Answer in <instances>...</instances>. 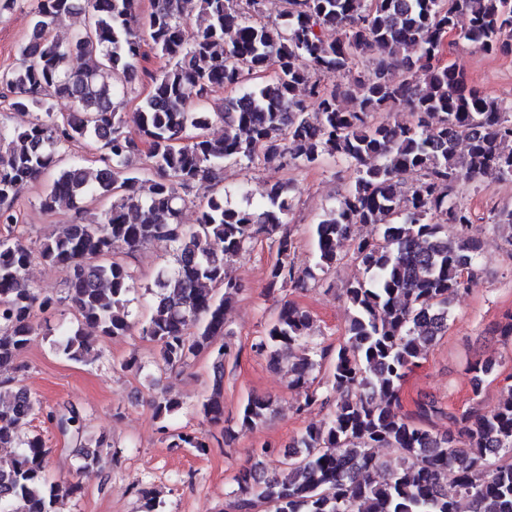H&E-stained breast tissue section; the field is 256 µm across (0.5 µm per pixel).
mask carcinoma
I'll return each instance as SVG.
<instances>
[{
    "label": "carcinoma",
    "mask_w": 512,
    "mask_h": 512,
    "mask_svg": "<svg viewBox=\"0 0 512 512\" xmlns=\"http://www.w3.org/2000/svg\"><path fill=\"white\" fill-rule=\"evenodd\" d=\"M284 2L281 21L273 22L261 0H150L146 12L141 0H36L18 62L0 73V97L31 116L8 129L0 122V225L18 224L19 188L42 181L40 211L74 215L37 247L12 233L0 236V365L27 348L37 313L67 302L77 325L60 332L55 347L71 360L97 356L88 326L107 337L137 331L157 348L166 372L209 357L213 394L200 412L217 423L231 356L225 309L242 290L230 262L265 238L276 248L268 292L303 290L317 273L336 268L339 244L349 241L365 277L344 288L352 310L345 336L329 368V350L312 347L288 369V385L303 397L298 411L319 405L328 417L294 438L275 468L263 462L275 454L273 444L252 449L235 477L230 512H512V384L490 408L481 398L494 359L469 365L473 403L446 414L457 434L427 423L441 413L432 403L418 405L415 419L400 411L407 371L447 331L452 299L478 280L484 242L471 235L472 213L455 187L512 181V104L442 64L444 37L453 33L486 54H512V0ZM75 13L84 25L63 44L53 31ZM187 20L197 26L191 43L183 35ZM147 41L166 65L152 77L134 138L121 109ZM373 50L382 57L360 68ZM75 58L82 67L71 66ZM269 70V81L221 102L212 98ZM338 73L349 77L345 90L330 83ZM189 87L197 90L193 106ZM348 96L358 109L342 105ZM398 105L414 112V124L389 119ZM215 121L224 125L218 138L207 133ZM88 143L99 151L96 169L70 157ZM327 156L348 162L355 180L313 227V270L300 272L294 263L285 220L293 197L285 185L256 205L211 196L197 205L195 224H182L190 191L220 182L226 162L314 166ZM365 225L374 234L361 235ZM158 240L169 245L174 265L146 288L150 313L136 324L129 320L140 278L133 259ZM37 258L65 273V296H42L30 286L26 272ZM313 334L311 314L286 301L253 349L276 363ZM19 392L0 381V449H15L8 463L0 460V512H60L79 484L60 493L47 477L42 439L16 441L36 403L26 390L19 404ZM151 406L162 423L180 402L162 392ZM272 407L269 397H248L240 432L261 426ZM57 424L79 437L84 431L75 413ZM170 438L171 448H209L201 433ZM377 448L393 449L400 464L380 459ZM78 455V469L99 467L103 443L93 450L81 444Z\"/></svg>",
    "instance_id": "cac0c4a2"
}]
</instances>
